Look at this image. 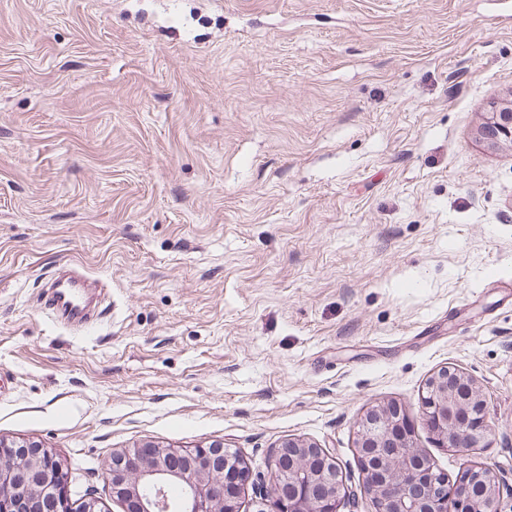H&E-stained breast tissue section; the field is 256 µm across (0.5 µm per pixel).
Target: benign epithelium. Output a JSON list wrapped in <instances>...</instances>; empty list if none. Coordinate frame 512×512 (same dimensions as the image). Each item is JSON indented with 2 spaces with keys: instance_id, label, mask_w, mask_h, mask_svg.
I'll use <instances>...</instances> for the list:
<instances>
[{
  "instance_id": "7a95c632",
  "label": "benign epithelium",
  "mask_w": 512,
  "mask_h": 512,
  "mask_svg": "<svg viewBox=\"0 0 512 512\" xmlns=\"http://www.w3.org/2000/svg\"><path fill=\"white\" fill-rule=\"evenodd\" d=\"M480 135L491 145L512 143V99L494 106ZM422 415L441 446L460 451L479 447L488 428L478 385L456 368L441 369L430 379ZM410 431L409 416L396 403L372 408L359 422L364 488L374 495L378 512H448L450 490L457 512H497L500 484L493 468L469 467L450 488L448 477L413 446ZM24 448L23 457L0 464V488L13 493L7 509L42 512V494L48 490L68 503V472L46 468L41 445L28 442ZM273 465L274 484L260 489L254 512H338L342 477L326 450L288 438L275 451ZM101 474L124 512H169L170 486L181 490L180 512H240V491L255 482L248 466L222 443L184 453L145 444L112 454ZM476 484L483 489L480 502L471 497Z\"/></svg>"
}]
</instances>
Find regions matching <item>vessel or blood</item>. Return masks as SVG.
I'll return each mask as SVG.
<instances>
[{"mask_svg":"<svg viewBox=\"0 0 512 512\" xmlns=\"http://www.w3.org/2000/svg\"><path fill=\"white\" fill-rule=\"evenodd\" d=\"M90 278L85 272L59 269L44 285L43 307L58 323L79 326L90 320Z\"/></svg>","mask_w":512,"mask_h":512,"instance_id":"b4317fda","label":"vessel or blood"}]
</instances>
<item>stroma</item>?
<instances>
[{
  "label": "stroma",
  "mask_w": 512,
  "mask_h": 512,
  "mask_svg": "<svg viewBox=\"0 0 512 512\" xmlns=\"http://www.w3.org/2000/svg\"><path fill=\"white\" fill-rule=\"evenodd\" d=\"M512 0H0V440L52 449L72 498L152 443L254 473L326 448L368 512L357 423L401 404L449 479L512 512ZM74 263L75 331L38 302ZM478 384L469 453L421 419ZM488 121L481 127L482 139L491 145L501 141L512 143V99L504 100L494 106ZM466 385L460 391L458 385ZM486 402L478 385L459 369H440L422 398L423 421L442 447L479 448L487 432ZM472 487L474 499H480L483 493L481 502L472 500ZM451 490L456 499L457 512H497L500 484L495 470L491 467L475 466L465 469Z\"/></svg>",
  "instance_id": "stroma-1"
}]
</instances>
